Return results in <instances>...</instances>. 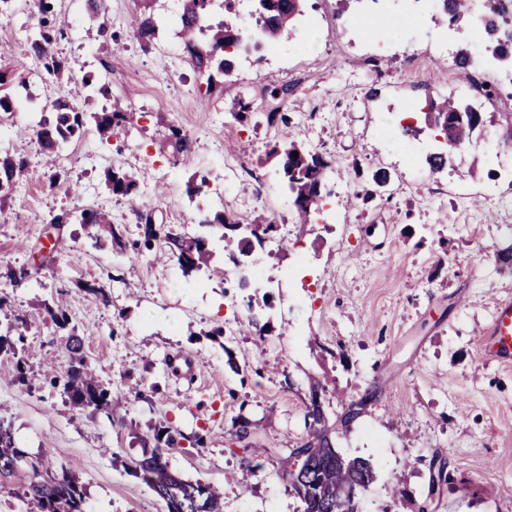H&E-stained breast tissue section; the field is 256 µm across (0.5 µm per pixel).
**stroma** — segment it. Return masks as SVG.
<instances>
[{
  "instance_id": "35a3bbf8",
  "label": "stroma",
  "mask_w": 512,
  "mask_h": 512,
  "mask_svg": "<svg viewBox=\"0 0 512 512\" xmlns=\"http://www.w3.org/2000/svg\"><path fill=\"white\" fill-rule=\"evenodd\" d=\"M56 9L72 25L71 40L58 45L72 78L108 84L119 108L141 119L108 142L88 129L62 162L70 187H50L36 140L22 146L16 134L50 112L68 85L40 78L28 59L35 0L10 4L0 17V68L27 59L38 109L15 113L11 135L0 138V153L23 151L32 170L0 208V325L27 320L16 347L33 377L19 383L14 358L0 354V419L28 461L51 450L78 478L93 512H164L125 464L142 457L143 439L165 429L176 440L170 469L221 487L224 512H302L278 470L284 449L307 435L305 406L317 383L333 426L345 404L375 394L349 430L332 431L340 452L374 467L362 512H417L437 456L450 479L431 512H512V365L479 353L496 300L512 298V269L497 258L512 245V147L503 144L512 132V94L477 98L480 111L498 112V124L458 153L455 168L435 171L426 158L440 144L421 114L428 100L461 85L454 60L402 47L377 68L367 64L368 47L433 27L432 18L364 19L358 0L346 9L329 0L330 25L319 30L314 51L298 50L303 30L295 28L287 62L240 64L222 93L204 101L205 78L180 38L169 32L141 48L136 0H108L117 53L84 6L56 0ZM268 72L292 86L279 106L305 147L331 162L334 223L317 215L300 223L266 158L278 139L277 125L266 121L276 106L262 91ZM241 100L252 110L243 122L234 116ZM409 112L421 129L414 138L402 135ZM168 120L191 139L194 166L182 165L166 143ZM237 140L251 149L224 192L225 212L245 225L265 211L287 225L290 239L280 245L268 237L244 266L230 263L223 241L212 237L210 270L188 282L174 263L94 244L82 225L49 226L53 216L102 208L125 240L140 239L142 225L104 188L106 170L132 167L157 221L204 234L197 218L212 212L211 198L189 197L188 184L197 173L215 177L226 144ZM474 161L476 177L467 172ZM22 267L30 277L11 282L8 269ZM87 284L102 287L104 298L84 292ZM59 295L83 338L87 373L125 398L117 415L75 407L55 381L70 357L43 303ZM255 298L267 301L261 338L237 330ZM239 415L257 424L261 456L238 447L231 420Z\"/></svg>"
}]
</instances>
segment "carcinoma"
I'll return each instance as SVG.
<instances>
[{"label":"carcinoma","mask_w":512,"mask_h":512,"mask_svg":"<svg viewBox=\"0 0 512 512\" xmlns=\"http://www.w3.org/2000/svg\"><path fill=\"white\" fill-rule=\"evenodd\" d=\"M106 0H87L91 19L98 22V36L111 40L106 18ZM136 33L144 49H149L156 39L159 25L156 3L158 0H136ZM213 0H181L179 11L180 35L189 62L199 74L206 77L208 95L216 88L215 77H229L234 71L235 55L227 48L237 47L245 39V31L224 21L210 23L207 20ZM308 0H257L251 21L259 27L262 37L269 44H276L290 35L298 18L303 14ZM482 13L490 21L489 27L499 30L496 42L489 44L490 51L497 61L508 71L512 70V25L503 26V18L512 14V3L508 0H482ZM39 21L29 33L30 53L42 69L55 79L62 78L68 71L67 61L54 50L57 40L67 33V25L55 10L54 0H37ZM436 21L451 24L473 25L475 13L473 0H442ZM458 65L463 79L477 83V88L488 100L498 94L495 85L476 82L468 71L469 51L464 49L458 55ZM10 85L11 92L0 94V113H12L19 100L31 96L29 86L18 73L12 77L0 72V86ZM100 95L109 97L110 90L105 86H95L88 76L75 84L72 97L53 104L50 115L42 116L33 135L36 137L46 160V176L50 187L67 183L66 171L61 166L65 149L83 136L86 127L93 126L100 137L110 140L121 131L134 124L136 113L118 108L109 112H87L79 106L80 101ZM267 122L281 125V140L275 142L267 153V158L278 161L292 204L302 221L314 213L319 201L327 191L329 161L321 154L312 152L298 144L288 117L280 112L267 113ZM495 121V115H483L471 105L447 97L433 100L424 113L425 126L434 128L446 141V148L427 157L428 165L439 170L453 166L457 152L471 146L480 131ZM167 139L175 142L182 162L192 157V145L180 127L168 125ZM299 156H293V152ZM27 175V163L22 158L0 156V205L10 198L15 183ZM105 189L112 195L125 200L131 212L139 220L146 221L144 237L139 247L154 253L155 259L162 262H175L184 276L189 277L212 260V253L205 240L199 236H188L171 224H151L150 212L140 204L138 173L133 169L117 168L105 172ZM52 224H82L95 240L108 239L121 244V229L113 223L112 215L98 208H83L53 217ZM220 233L224 239V253L232 261L247 256L254 244L261 243V236L275 231L276 224L258 217L250 234L233 237L228 235L234 222L222 211L199 219ZM44 310L55 330L65 333V349L71 364L65 372L64 388L76 405L102 407L107 412L118 405L110 393L98 387L94 379L85 371L83 339L70 321L63 302L44 305ZM25 321L16 318L0 333V353L16 352L11 333L20 331ZM155 446L150 453L131 461L130 468L155 494L164 505L165 512H223L224 496L221 490L206 482L191 481L169 469L165 451L174 447L175 439L165 432L153 436ZM320 446L312 449L308 443H301L304 456L294 472L284 470L280 478L291 488L302 503L303 512H358L359 499H351L337 493L355 486L358 493L368 489L374 479L373 465L369 460L350 457L343 464L336 463V454L329 450L330 441L322 436ZM21 453L15 444L11 426L0 421V471L9 466ZM16 494L25 498L30 512H85L83 509L84 490L79 485L70 468L50 459L31 464V473L16 488Z\"/></svg>","instance_id":"obj_1"}]
</instances>
